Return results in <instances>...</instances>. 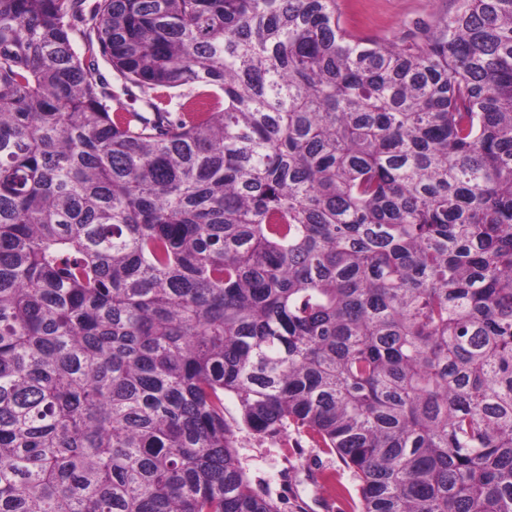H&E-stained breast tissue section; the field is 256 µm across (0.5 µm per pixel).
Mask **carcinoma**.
I'll list each match as a JSON object with an SVG mask.
<instances>
[{"label": "carcinoma", "mask_w": 512, "mask_h": 512, "mask_svg": "<svg viewBox=\"0 0 512 512\" xmlns=\"http://www.w3.org/2000/svg\"><path fill=\"white\" fill-rule=\"evenodd\" d=\"M454 3L0 0V512H281L228 396L349 512H512V0ZM347 26L364 36L398 42L417 22H433L454 9L451 0H336ZM235 430V446L242 467L253 479L264 482L273 497L281 496L284 499L283 512H297L291 507L290 499L281 493L280 475L287 468L300 494L308 500L319 495L335 496L333 487L342 485L349 488L354 496L356 495V484L351 472L345 468L340 459L335 454L325 453L304 435H298L289 430L288 437L272 441L259 438L247 429ZM286 442H288V448H286ZM296 443L301 447L299 448L302 455L301 461L292 452V447H295ZM305 460L309 464L320 467L324 476L333 477V480L322 481L318 486L309 484L303 470Z\"/></svg>", "instance_id": "obj_1"}]
</instances>
